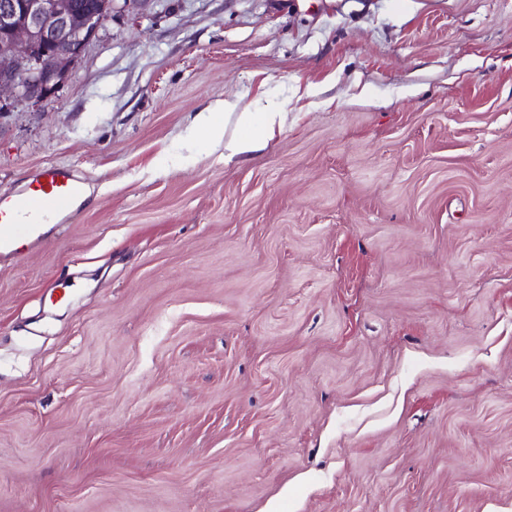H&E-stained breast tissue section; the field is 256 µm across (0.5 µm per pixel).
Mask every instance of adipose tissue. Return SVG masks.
Segmentation results:
<instances>
[{"instance_id": "adipose-tissue-1", "label": "adipose tissue", "mask_w": 512, "mask_h": 512, "mask_svg": "<svg viewBox=\"0 0 512 512\" xmlns=\"http://www.w3.org/2000/svg\"><path fill=\"white\" fill-rule=\"evenodd\" d=\"M220 110L227 113L235 112L239 115L242 135L238 139L227 143L228 150L234 155L250 152L258 148L263 141L264 134L273 132L276 127L282 126L286 119L285 112L279 110L268 112L265 115L262 131L257 132L252 127L248 110L240 109L238 101L228 100L222 104L220 109L215 110L211 108L202 113L198 124L200 138L211 142L222 140L224 127L216 117L217 111Z\"/></svg>"}]
</instances>
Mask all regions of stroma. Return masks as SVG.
Returning <instances> with one entry per match:
<instances>
[{"instance_id":"stroma-1","label":"stroma","mask_w":512,"mask_h":512,"mask_svg":"<svg viewBox=\"0 0 512 512\" xmlns=\"http://www.w3.org/2000/svg\"><path fill=\"white\" fill-rule=\"evenodd\" d=\"M287 113L225 160L197 112ZM0 512H512V0H114L0 192ZM83 189L71 168L56 165L38 171L28 185L1 193L0 256L20 260L22 240L29 244L42 240L41 215L49 213L60 224L67 222Z\"/></svg>"}]
</instances>
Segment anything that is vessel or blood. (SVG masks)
Segmentation results:
<instances>
[{"label":"vessel or blood","instance_id":"1","mask_svg":"<svg viewBox=\"0 0 512 512\" xmlns=\"http://www.w3.org/2000/svg\"><path fill=\"white\" fill-rule=\"evenodd\" d=\"M83 193V183L71 168L41 169L29 184L0 193V256L20 259L23 243L41 242L42 214L67 222Z\"/></svg>","mask_w":512,"mask_h":512}]
</instances>
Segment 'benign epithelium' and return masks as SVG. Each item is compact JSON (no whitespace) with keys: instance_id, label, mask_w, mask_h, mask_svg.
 I'll use <instances>...</instances> for the list:
<instances>
[{"instance_id":"benign-epithelium-1","label":"benign epithelium","mask_w":512,"mask_h":512,"mask_svg":"<svg viewBox=\"0 0 512 512\" xmlns=\"http://www.w3.org/2000/svg\"><path fill=\"white\" fill-rule=\"evenodd\" d=\"M111 14L112 0H0V112L18 99L49 107Z\"/></svg>"}]
</instances>
